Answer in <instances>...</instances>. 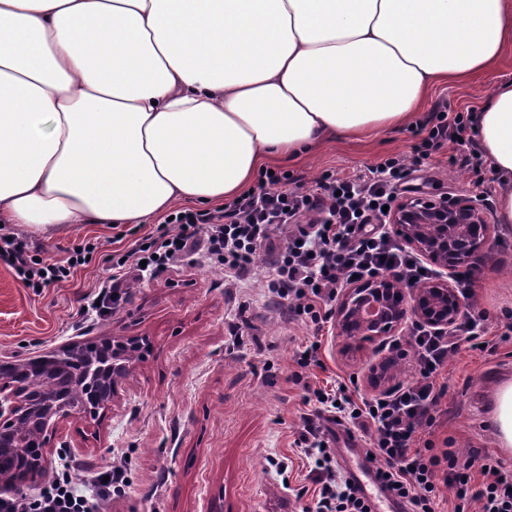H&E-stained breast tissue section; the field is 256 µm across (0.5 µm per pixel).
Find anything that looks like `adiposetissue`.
I'll return each mask as SVG.
<instances>
[{
	"instance_id": "adipose-tissue-1",
	"label": "adipose tissue",
	"mask_w": 512,
	"mask_h": 512,
	"mask_svg": "<svg viewBox=\"0 0 512 512\" xmlns=\"http://www.w3.org/2000/svg\"><path fill=\"white\" fill-rule=\"evenodd\" d=\"M512 47V0H0V223L144 224L417 123ZM476 137L512 224V82Z\"/></svg>"
}]
</instances>
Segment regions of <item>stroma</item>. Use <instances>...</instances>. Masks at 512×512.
I'll return each instance as SVG.
<instances>
[{
    "mask_svg": "<svg viewBox=\"0 0 512 512\" xmlns=\"http://www.w3.org/2000/svg\"><path fill=\"white\" fill-rule=\"evenodd\" d=\"M512 81V49L487 74L436 87L415 127L359 143H329L299 162L274 164L277 172L310 182L324 171L356 174L388 157L409 154L426 137L440 111L480 110L491 89ZM448 151L434 165L412 173L400 197L467 196L480 199L492 224L489 255L477 262L473 300L492 314L512 308V228L494 223L495 176L488 166L471 171L452 165ZM148 224L87 225L54 237L30 236L40 258L63 260L88 244L97 250L69 281L41 290L24 287L0 264V358L22 359L67 342L107 336H145L150 346L136 360L119 395L97 419L64 421L50 443L49 464L59 453L73 461L77 488L91 492L94 471L118 466L128 482L105 512H276L300 508L295 494L313 490L308 463L294 446L304 392L291 374L293 352L319 338L325 371L313 384L356 377L360 394L372 397L407 382L410 362L388 370L377 385L367 376L387 359L388 338L346 347L328 323L287 321L267 303L266 267L257 262L245 287L224 285L223 268L198 260L177 264L162 276L129 287L126 302L106 320L82 321L84 297L112 274L113 248H128L151 232ZM256 341L235 348L231 331L241 320ZM512 379V341L496 353L461 351L448 362L449 393L434 438H452L462 452L487 449L512 470V454L498 448L490 420L496 387Z\"/></svg>",
    "mask_w": 512,
    "mask_h": 512,
    "instance_id": "1",
    "label": "stroma"
}]
</instances>
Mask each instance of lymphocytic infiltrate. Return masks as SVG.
<instances>
[{
  "mask_svg": "<svg viewBox=\"0 0 512 512\" xmlns=\"http://www.w3.org/2000/svg\"><path fill=\"white\" fill-rule=\"evenodd\" d=\"M436 123L413 157L401 155L339 177L324 173L311 185L293 184L288 175H264L254 191L209 211L184 210L158 225L124 252L113 251L114 278L90 293L81 315H103L126 296L121 275L159 276L168 268L201 256L224 268L229 287L242 284L257 259H264L271 303L286 319L304 320L323 329L332 317V302L342 288L389 272L404 284L434 281L440 270L425 262L386 227L387 206L397 198L396 185L409 167L424 165L444 145L455 147L452 163L467 168L477 154L465 133L471 118L438 112ZM86 262L84 253L48 263L36 257L18 233H0V263L25 287H45L66 280ZM503 331L493 332L488 310L470 304L461 319L441 330L413 323L405 340H393L397 358H412V377L394 390L371 398H355L346 382L334 389L306 388L305 401L316 407L302 417L295 439L318 486L314 512H372L360 485L339 465L334 445L338 434L368 437L365 457L373 463L398 512H437L452 494L454 512H512V472L479 449L457 452L452 439L435 443L430 433L442 415L448 394L440 376L461 349L495 353L512 340V310L502 312ZM71 463H63L39 495L32 499L0 497V512H100L114 490L126 481L121 468L107 469L99 494L76 488Z\"/></svg>",
  "mask_w": 512,
  "mask_h": 512,
  "instance_id": "lymphocytic-infiltrate-1",
  "label": "lymphocytic infiltrate"
}]
</instances>
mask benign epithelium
I'll list each match as a JSON object with an SVG mask.
<instances>
[{
	"mask_svg": "<svg viewBox=\"0 0 512 512\" xmlns=\"http://www.w3.org/2000/svg\"><path fill=\"white\" fill-rule=\"evenodd\" d=\"M394 231L421 255L444 267L468 264L490 246L489 223L479 204L468 197L402 199L389 214ZM464 312L457 290L446 281L404 287L388 273L349 290L336 307L338 335L353 341L373 340L394 333L409 320L448 329ZM114 355L127 357L140 350L137 341L107 339ZM34 400L21 379H0V435L29 410ZM104 404L75 403L59 395L45 399L39 410L45 417L43 448L21 469L0 473V493L24 496L47 474L45 448L60 422L73 416L93 419Z\"/></svg>",
	"mask_w": 512,
	"mask_h": 512,
	"instance_id": "benign-epithelium-1",
	"label": "benign epithelium"
}]
</instances>
